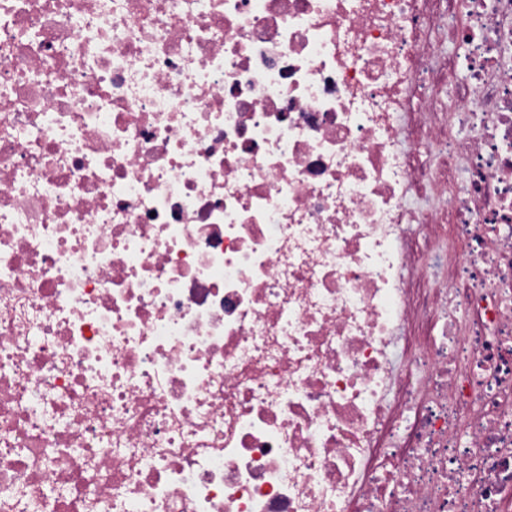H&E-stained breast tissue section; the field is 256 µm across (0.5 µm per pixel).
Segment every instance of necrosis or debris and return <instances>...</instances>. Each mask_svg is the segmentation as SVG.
<instances>
[{
  "mask_svg": "<svg viewBox=\"0 0 512 512\" xmlns=\"http://www.w3.org/2000/svg\"><path fill=\"white\" fill-rule=\"evenodd\" d=\"M0 512H512V0H0ZM432 42L435 44L438 52H443L448 58L456 62V69L454 74V81L451 83L441 84V100L443 104L450 110L454 111V96L458 84L464 83L467 80V70L465 65L464 56L466 54L465 47L449 43L444 39L440 32H436L432 36ZM415 158L417 164L423 170L437 168L442 172V174H446L448 173V168L450 169L453 166V161L451 157L448 156L444 147L439 150L434 149L433 151H429L420 145L416 148Z\"/></svg>",
  "mask_w": 512,
  "mask_h": 512,
  "instance_id": "1",
  "label": "necrosis or debris"
}]
</instances>
